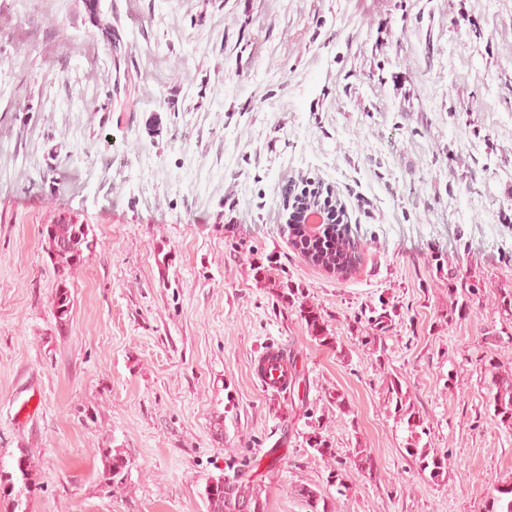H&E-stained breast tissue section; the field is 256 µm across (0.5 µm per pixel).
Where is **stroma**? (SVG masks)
I'll list each match as a JSON object with an SVG mask.
<instances>
[{
    "instance_id": "obj_1",
    "label": "stroma",
    "mask_w": 512,
    "mask_h": 512,
    "mask_svg": "<svg viewBox=\"0 0 512 512\" xmlns=\"http://www.w3.org/2000/svg\"><path fill=\"white\" fill-rule=\"evenodd\" d=\"M101 9L117 47L85 0L0 6V463L30 454L29 512H206L207 478L249 458L268 512H308L299 484L330 512H485L512 482V0ZM300 171L347 206L346 278L283 230ZM60 220L97 241L63 326L40 234ZM271 343L295 359L285 393L254 373ZM394 379L443 481L405 452ZM313 436L372 469L337 494ZM106 447L129 459L111 494ZM353 244L355 246L354 251L349 255V257L344 263L331 264L327 262V260L316 251L307 252V255L309 259H311L312 261L317 262L320 265H323L324 269L329 274L337 277H346L359 267L360 260L362 258L361 244L358 243L357 245L354 242ZM300 315L305 320L311 337L321 346L332 348L336 344V338L330 336L327 326H325L322 317L311 306H305L302 302L299 306ZM499 393L495 399V416L507 429H512V375H504L498 382Z\"/></svg>"
}]
</instances>
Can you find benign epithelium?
<instances>
[{
  "instance_id": "obj_1",
  "label": "benign epithelium",
  "mask_w": 512,
  "mask_h": 512,
  "mask_svg": "<svg viewBox=\"0 0 512 512\" xmlns=\"http://www.w3.org/2000/svg\"><path fill=\"white\" fill-rule=\"evenodd\" d=\"M288 193L282 197V210L285 223L295 225L293 241L300 245L302 241L321 236L324 225L333 223L336 216V190L326 185L319 177L300 173L288 182ZM312 261L324 266L331 275L346 277L355 271L362 258L361 245L343 263H329L318 252H308Z\"/></svg>"
}]
</instances>
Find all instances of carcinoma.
<instances>
[{
    "mask_svg": "<svg viewBox=\"0 0 512 512\" xmlns=\"http://www.w3.org/2000/svg\"><path fill=\"white\" fill-rule=\"evenodd\" d=\"M102 10L95 7L89 10L91 23L101 30L107 42H112V24L101 19ZM48 255L60 272V282L52 301V310L65 309V313L57 315V323L63 324L70 319L73 301L66 286V278L71 271L78 269L84 263L86 253L96 246V239L90 236L87 224H46L42 229ZM326 242L323 251L327 258L336 259L347 252L350 240L336 233V225L325 233ZM300 315L305 320L311 337L321 346L332 348L336 338L331 336L322 317L311 306L300 304ZM499 393L495 399V416L507 429H512V376H503L498 382ZM392 393L395 394V411L407 419L410 439L405 447L408 456L417 461L420 471L429 472V477L439 481L444 475L443 457L419 446L421 432L418 427L422 422L416 419L415 412L406 407L402 386L391 382ZM101 468L97 470L96 478L99 484L116 490L121 488L127 479L129 460L124 451L119 448H103L100 450ZM259 467V461L253 459L237 466L241 477L232 480L233 491L224 493V475L211 476L206 480L202 498L207 512H268L267 497L264 487L253 479L252 470ZM38 484L33 480V467L24 449L14 456L11 466L0 464V507L4 512H27L29 501L37 494ZM294 493L305 501L309 512H329L327 502L321 492L309 485L295 486ZM486 512H512V483L494 487L490 494Z\"/></svg>",
    "mask_w": 512,
    "mask_h": 512,
    "instance_id": "obj_1",
    "label": "carcinoma"
}]
</instances>
